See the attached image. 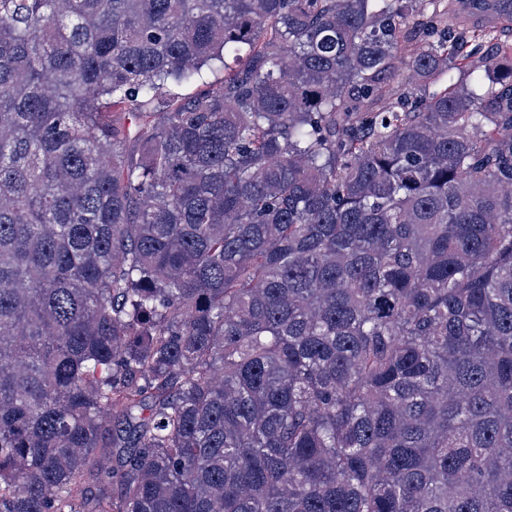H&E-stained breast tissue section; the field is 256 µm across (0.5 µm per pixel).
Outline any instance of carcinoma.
Wrapping results in <instances>:
<instances>
[{"instance_id":"carcinoma-1","label":"carcinoma","mask_w":512,"mask_h":512,"mask_svg":"<svg viewBox=\"0 0 512 512\" xmlns=\"http://www.w3.org/2000/svg\"><path fill=\"white\" fill-rule=\"evenodd\" d=\"M489 35L447 0H0V512H512Z\"/></svg>"}]
</instances>
